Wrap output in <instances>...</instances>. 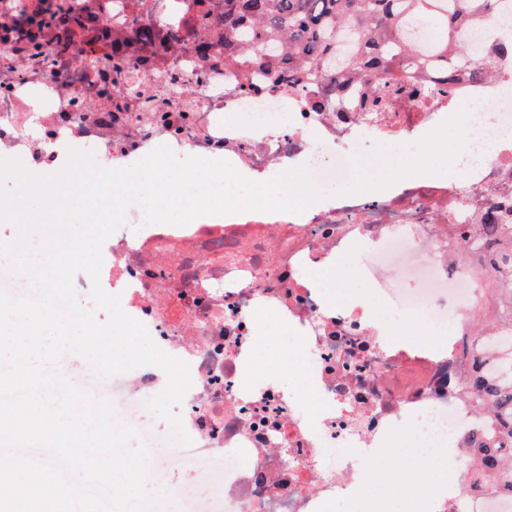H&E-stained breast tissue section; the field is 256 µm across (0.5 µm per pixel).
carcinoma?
<instances>
[{"instance_id": "carcinoma-1", "label": "carcinoma", "mask_w": 512, "mask_h": 512, "mask_svg": "<svg viewBox=\"0 0 512 512\" xmlns=\"http://www.w3.org/2000/svg\"><path fill=\"white\" fill-rule=\"evenodd\" d=\"M198 20L204 29L224 31V63L241 56L242 45L250 47L254 63L262 65L272 78L296 70L302 83L345 95V78L357 77L381 92L392 78L402 82L406 71L397 62L416 68H438L442 81L453 85L457 68L448 64V53L464 60L473 81L492 74L500 60L512 58V34L497 38L493 50L481 60L469 58L460 30L467 24L488 21L499 10L501 0H459V10H448V0H197ZM428 21L432 49L428 52L405 40L410 24ZM90 19L75 9L63 8L58 0H40L39 8L27 15L16 37L25 41L36 60L46 54H77L92 66L105 65L100 92L105 93L131 66L150 59L159 50L187 49L208 64L215 45L202 38L188 40L177 28L160 37L150 21L137 19L130 34L115 32L105 37L110 49L101 58L94 47L76 40L75 32ZM280 48L267 55L268 47ZM177 77H167L165 85L134 83L114 99L113 111L127 112L140 122L142 111H164L175 103ZM463 237L482 248L500 284L491 301L503 307L506 321L512 320V224H467ZM502 353L497 373L489 375L474 365L465 379V394L481 410L495 411L494 427L475 429L467 434L473 473L477 479L491 478L498 490L512 494V336L495 346Z\"/></svg>"}]
</instances>
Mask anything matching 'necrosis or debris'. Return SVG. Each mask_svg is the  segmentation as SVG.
Wrapping results in <instances>:
<instances>
[{"mask_svg": "<svg viewBox=\"0 0 512 512\" xmlns=\"http://www.w3.org/2000/svg\"><path fill=\"white\" fill-rule=\"evenodd\" d=\"M105 30L127 29L137 0H78ZM196 0H158V28L197 33ZM14 0H0V42L14 46L10 72L0 82V158L30 155L39 168L59 171L69 149L93 150L105 167L165 145L177 155L226 160L253 181L296 166L311 143L324 150L310 175L321 181L337 170L353 174L356 161L414 143L461 107H468L466 142L456 156L467 166L460 183L400 180L374 196H334L300 213L243 211L223 222L193 227L146 223L131 206L126 223L102 246L99 280L119 296L123 312L141 323L167 355L187 363L190 385L175 412L188 442L174 453L196 489H176L183 512H325L337 498L357 499L378 449L401 434L410 448L448 450L453 477L428 499L426 512H512V496L470 489L463 438L492 417L478 414L464 393L466 371L480 357L474 324L485 315L494 275L474 262L453 263L448 246L460 227L486 211L512 223V61L494 78L462 81L447 92L427 90L414 77L373 104L364 82L325 112L311 111L314 90L288 91L261 66L225 64L216 54L202 67L190 52L158 53L136 63L134 77L176 74L187 110L167 124L112 119V134L60 121L63 112H104L98 74L75 56L46 61L44 73L15 36ZM224 238L246 250L243 260L207 263L210 243ZM164 246L175 258L168 277H152V258ZM335 264L352 271L355 288L382 307L327 299L312 273ZM269 312L288 325L289 346L309 359L318 416L301 393L269 381L250 391L240 374L253 354L256 315ZM416 318L438 331L434 342H386L389 313ZM116 403L120 423L135 427L139 444L156 448L164 434L144 424L149 401L167 386L166 371L146 364L123 376ZM251 449L250 458L240 456ZM223 457V472L211 463Z\"/></svg>", "mask_w": 512, "mask_h": 512, "instance_id": "1", "label": "necrosis or debris"}]
</instances>
